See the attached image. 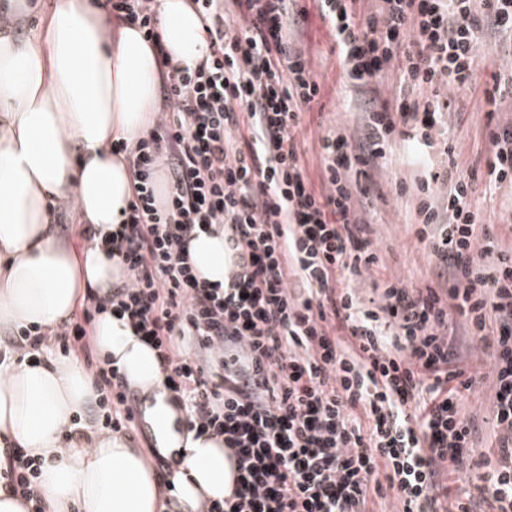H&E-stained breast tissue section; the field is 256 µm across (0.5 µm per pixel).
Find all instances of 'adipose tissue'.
<instances>
[{
    "label": "adipose tissue",
    "instance_id": "obj_1",
    "mask_svg": "<svg viewBox=\"0 0 512 512\" xmlns=\"http://www.w3.org/2000/svg\"><path fill=\"white\" fill-rule=\"evenodd\" d=\"M27 0H0V330L54 329L93 296H111L128 271L96 243L73 251L54 208L73 205L77 227L116 230L132 198L130 150L159 112L161 57L196 67L207 54L190 0H158L160 45L111 20L100 0H57L42 25L17 37ZM126 142L127 152L113 146ZM200 279L223 282L232 263L223 237L187 246ZM89 334L130 388L146 398L155 452L181 463L159 477L151 452L84 420L96 399L79 356L46 346L0 349V470L7 449L42 462L37 491L46 512H197L236 482L221 439L196 436L169 400L157 350L114 307Z\"/></svg>",
    "mask_w": 512,
    "mask_h": 512
}]
</instances>
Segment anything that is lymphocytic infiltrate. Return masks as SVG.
Here are the masks:
<instances>
[{
	"mask_svg": "<svg viewBox=\"0 0 512 512\" xmlns=\"http://www.w3.org/2000/svg\"><path fill=\"white\" fill-rule=\"evenodd\" d=\"M357 2L319 0L343 77L361 94L391 72L398 86L391 99H369L359 137H323L318 190L297 132L320 86L288 36L306 8L192 0L206 59L164 80L159 119L132 151L133 197L104 240L129 280L85 305L82 322L15 341L51 337L68 350L103 305L127 315L168 368L189 430L223 438L237 467L231 495L202 512H365L369 495L390 492L402 512H433L441 496L453 497L454 512H472L475 496L486 512H512V251L484 223L474 177L431 163L417 187L418 238L439 257L443 284L386 280L374 306L347 281L378 261L355 217L350 172L378 165L400 134L432 146L456 109L453 92L476 86L484 35L512 57V0H376L365 11ZM488 137L489 186L512 183V124ZM216 224L233 259L220 286L199 280L184 252ZM455 315L490 343L493 460L459 409L477 376L453 355ZM92 377L115 398L106 426L131 423L118 369L105 361ZM41 467L19 451L7 474L31 512H43Z\"/></svg>",
	"mask_w": 512,
	"mask_h": 512,
	"instance_id": "1",
	"label": "lymphocytic infiltrate"
}]
</instances>
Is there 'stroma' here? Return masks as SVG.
I'll list each match as a JSON object with an SVG mask.
<instances>
[{"label": "stroma", "instance_id": "1", "mask_svg": "<svg viewBox=\"0 0 512 512\" xmlns=\"http://www.w3.org/2000/svg\"><path fill=\"white\" fill-rule=\"evenodd\" d=\"M309 17L291 34L304 49L310 66L322 86L318 103L305 109L298 138L303 154L306 174L312 181L321 175L320 143L328 131L358 132L366 122L363 95L355 93L345 83L334 43L313 2L308 0ZM499 51L494 37L483 40L477 67L478 92L456 94L459 108L451 115L448 126L436 131V147L432 156L436 165L463 175H475L474 199L482 201L485 191L484 177L492 154L488 131L496 124L512 120V100L502 104L499 111H490L482 87L491 82L500 67ZM414 147L400 141L388 154L382 166L360 178V196L357 209L368 225L372 246L379 263L365 275L354 277L353 288L364 296H371L375 280L386 278L403 282L407 287L420 288L437 280L438 258L418 239V226L414 222V193L402 194L399 184L411 188L422 176L423 170L412 163ZM462 409L474 416L477 426L476 444L486 456L495 453L493 437V392L485 384L463 392Z\"/></svg>", "mask_w": 512, "mask_h": 512}]
</instances>
